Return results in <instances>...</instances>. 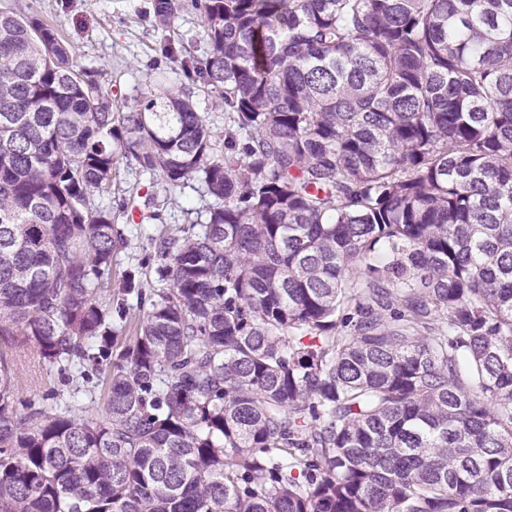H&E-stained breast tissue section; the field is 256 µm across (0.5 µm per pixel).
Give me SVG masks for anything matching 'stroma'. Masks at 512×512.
<instances>
[{"label": "stroma", "mask_w": 512, "mask_h": 512, "mask_svg": "<svg viewBox=\"0 0 512 512\" xmlns=\"http://www.w3.org/2000/svg\"><path fill=\"white\" fill-rule=\"evenodd\" d=\"M154 0H0L21 15L35 14L56 26L70 45L74 60L100 71L105 87L115 100L139 96L151 81L155 68H164L170 85L185 88L193 95L198 112L216 134L224 132V111L216 106L213 94L185 75L179 61L163 52L169 39L185 47L203 50L206 31L199 15L184 12L176 21L175 32L154 29L148 17ZM114 186L119 196H134L137 217L121 218L116 228L127 238L125 248L112 261V288L120 290L127 271H142L143 288L159 287L156 269L161 263L150 242L159 232H173L192 224L205 223L206 201L201 185L185 182L166 189L160 177L140 171L135 164L121 163ZM156 194L165 204L158 212L145 206L144 197ZM20 404L35 402L48 407L67 403L81 408L85 415L100 414L105 402L100 378L91 382H68L56 368L30 362L17 379Z\"/></svg>", "instance_id": "35a3bbf8"}]
</instances>
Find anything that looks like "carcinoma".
<instances>
[{"label": "carcinoma", "mask_w": 512, "mask_h": 512, "mask_svg": "<svg viewBox=\"0 0 512 512\" xmlns=\"http://www.w3.org/2000/svg\"><path fill=\"white\" fill-rule=\"evenodd\" d=\"M192 95L116 102L0 9V512H512V0H154ZM199 181L113 352L122 160ZM34 352L106 367L16 409ZM37 377L34 383L31 377ZM98 373H93L92 381L82 380L68 382L57 372L56 368L38 364L36 357L32 358L29 367L20 371L17 378L19 411H24V405L29 401L35 402L41 407H50L60 402L82 408L86 416L100 414L105 402L102 388V379Z\"/></svg>", "instance_id": "obj_1"}]
</instances>
